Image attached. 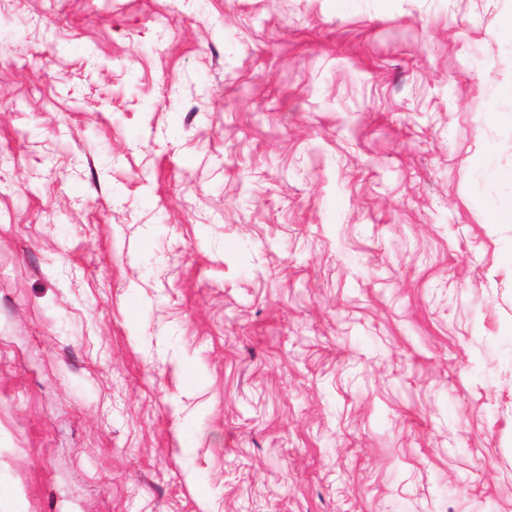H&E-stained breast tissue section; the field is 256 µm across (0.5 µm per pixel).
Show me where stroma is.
<instances>
[{"instance_id": "obj_1", "label": "stroma", "mask_w": 512, "mask_h": 512, "mask_svg": "<svg viewBox=\"0 0 512 512\" xmlns=\"http://www.w3.org/2000/svg\"><path fill=\"white\" fill-rule=\"evenodd\" d=\"M512 0H0V512H512Z\"/></svg>"}]
</instances>
